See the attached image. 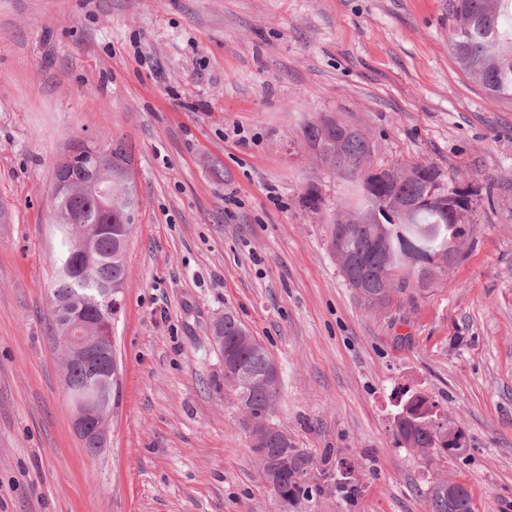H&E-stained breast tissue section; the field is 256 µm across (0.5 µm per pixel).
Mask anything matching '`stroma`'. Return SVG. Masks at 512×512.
<instances>
[{
    "label": "stroma",
    "mask_w": 512,
    "mask_h": 512,
    "mask_svg": "<svg viewBox=\"0 0 512 512\" xmlns=\"http://www.w3.org/2000/svg\"><path fill=\"white\" fill-rule=\"evenodd\" d=\"M453 27L448 0H0V512H427L440 477L512 512V101L460 68ZM319 114L366 132L375 166L431 165L473 195L455 260L389 308L331 248L349 194L297 137ZM92 139L131 148L140 202L97 456L52 322L55 167ZM227 310L276 362L272 421L313 461L286 505L210 340ZM408 391L466 454L398 442Z\"/></svg>",
    "instance_id": "obj_1"
}]
</instances>
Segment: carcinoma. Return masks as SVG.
<instances>
[{
  "label": "carcinoma",
  "instance_id": "1",
  "mask_svg": "<svg viewBox=\"0 0 512 512\" xmlns=\"http://www.w3.org/2000/svg\"><path fill=\"white\" fill-rule=\"evenodd\" d=\"M454 17L451 50L459 66L476 78L490 100H512V0H449ZM300 138L313 150L322 164L331 168L348 184L352 204L344 213L329 216L331 245L351 287L363 280L373 282L365 289L364 302L371 308L389 305L394 283H407L408 270L424 282L434 272L448 267L455 254L453 244L464 235L463 224L471 211V193L445 181L431 165L415 164L391 168L387 180L367 190L359 182L361 171L373 165L374 144L360 129L322 115L304 122ZM66 156L64 180L72 189L53 194L54 224L59 237V262L53 288V320L57 335H65L68 326L61 314L94 321L99 312L90 311L81 292L97 287L100 281H112L123 292L128 277L126 252L129 236L116 239L109 225L133 226L139 201L133 171V155L121 143L82 141ZM436 182L434 204L421 205L423 183ZM112 187V209L103 205L100 191ZM303 206L319 212L322 197L317 185L310 184L302 197ZM435 255L431 268L416 263L417 254ZM224 348L237 353L251 375L247 386L233 393L250 416L263 420L281 393V385L269 388L263 377L270 368L266 349L253 344L254 337L230 311L222 324ZM94 358L68 367L71 391L84 388L88 374L96 369ZM408 415L394 418L395 432L403 444L423 457L452 451L465 452L461 431L446 422L435 421L434 404L428 397L414 393L406 400ZM269 455L284 459L275 495L293 500L304 494L305 455L296 448L271 442ZM448 480L429 484L426 498L429 512H474L471 492L464 489L448 499Z\"/></svg>",
  "mask_w": 512,
  "mask_h": 512
}]
</instances>
